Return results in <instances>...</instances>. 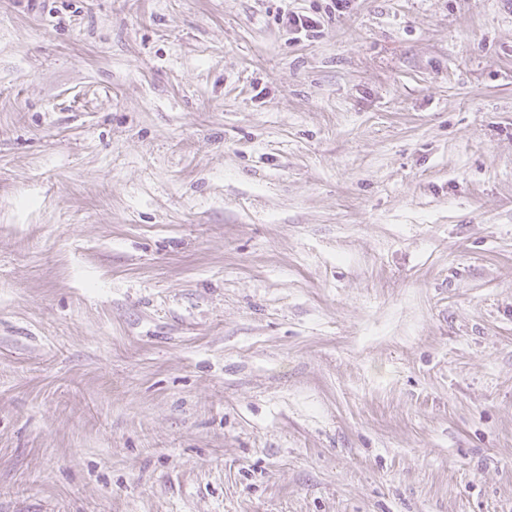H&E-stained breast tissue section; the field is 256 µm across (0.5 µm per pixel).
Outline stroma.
Wrapping results in <instances>:
<instances>
[{"instance_id": "stroma-1", "label": "stroma", "mask_w": 512, "mask_h": 512, "mask_svg": "<svg viewBox=\"0 0 512 512\" xmlns=\"http://www.w3.org/2000/svg\"><path fill=\"white\" fill-rule=\"evenodd\" d=\"M0 512H512V0H0Z\"/></svg>"}]
</instances>
